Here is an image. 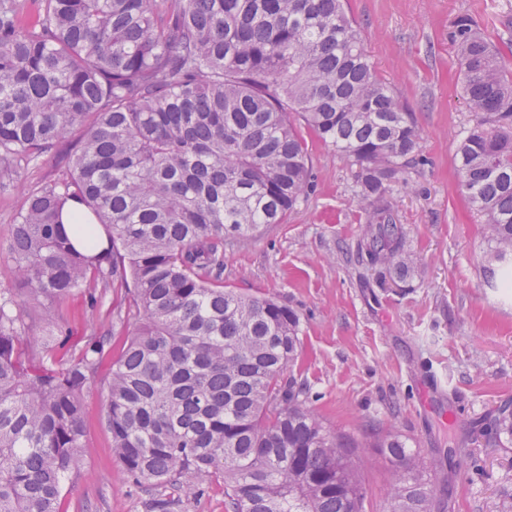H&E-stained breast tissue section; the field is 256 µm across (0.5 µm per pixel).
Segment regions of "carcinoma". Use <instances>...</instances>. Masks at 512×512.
<instances>
[{
  "instance_id": "cac0c4a2",
  "label": "carcinoma",
  "mask_w": 512,
  "mask_h": 512,
  "mask_svg": "<svg viewBox=\"0 0 512 512\" xmlns=\"http://www.w3.org/2000/svg\"><path fill=\"white\" fill-rule=\"evenodd\" d=\"M0 0V174L78 131L65 174L31 191L0 292V512H60L79 463L84 396L111 344L57 357L75 296L129 289L141 322L112 359L104 405L127 478L190 492L224 481L229 512H363L360 444L328 427L303 381L300 319L224 289V243L281 224L311 188L297 116L359 166L357 261L404 282L392 183L420 162L422 130L376 74L342 0ZM480 122L456 156L486 217L493 260L512 258V79L466 20L452 32ZM73 200L76 241L62 222ZM512 442V409L491 426ZM386 512H431L440 459L399 435Z\"/></svg>"
}]
</instances>
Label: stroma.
Returning <instances> with one entry per match:
<instances>
[{
    "mask_svg": "<svg viewBox=\"0 0 512 512\" xmlns=\"http://www.w3.org/2000/svg\"><path fill=\"white\" fill-rule=\"evenodd\" d=\"M378 77L423 130L422 165L394 183L392 204L406 249L418 266L406 282L380 283L358 264L364 215L355 165L309 140L314 187L281 224L262 228L246 245L224 248V286L271 297L300 316L302 358L291 371L335 430L364 448L357 465L365 512H385L390 465L371 437L394 432L428 454L447 448L433 489V512H504L512 503V446L486 442L496 408L512 401V296L489 283L485 216L461 186L456 146L476 123L463 96L455 22L473 21L504 49L512 72V0H345ZM71 143L39 159L19 161L0 176V238L27 191L62 175ZM137 317L125 289L108 290L96 311L72 300L56 332L67 351L107 328L118 354ZM445 380V405H422L419 386ZM107 369L85 394L80 469L66 482L61 512H147L150 487L134 486L112 455L104 420ZM456 413L447 425L443 411Z\"/></svg>",
    "mask_w": 512,
    "mask_h": 512,
    "instance_id": "stroma-1",
    "label": "stroma"
}]
</instances>
